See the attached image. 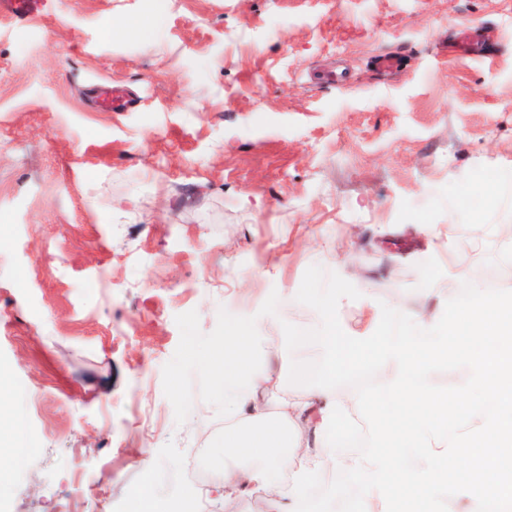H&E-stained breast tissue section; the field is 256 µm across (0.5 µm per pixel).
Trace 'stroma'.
Wrapping results in <instances>:
<instances>
[{"label":"stroma","instance_id":"stroma-1","mask_svg":"<svg viewBox=\"0 0 512 512\" xmlns=\"http://www.w3.org/2000/svg\"><path fill=\"white\" fill-rule=\"evenodd\" d=\"M146 33L109 37L143 14ZM483 28L487 55L449 57ZM406 68L378 74L374 56ZM345 69L344 84L311 79ZM100 81L136 99L91 109ZM512 224V0H42L0 16V512L225 502L224 393L199 355L267 316L284 393L395 299L470 301L448 260ZM434 228L428 241L422 225ZM336 293L325 317L313 293Z\"/></svg>","mask_w":512,"mask_h":512}]
</instances>
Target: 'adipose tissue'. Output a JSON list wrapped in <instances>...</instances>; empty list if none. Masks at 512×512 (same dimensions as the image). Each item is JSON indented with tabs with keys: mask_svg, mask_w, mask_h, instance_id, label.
<instances>
[{
	"mask_svg": "<svg viewBox=\"0 0 512 512\" xmlns=\"http://www.w3.org/2000/svg\"><path fill=\"white\" fill-rule=\"evenodd\" d=\"M468 280V307L448 317L394 303L399 325L383 341L362 336L353 352L331 347L326 364L335 372L348 357L376 362L382 371L376 389L404 397L403 408L378 429L369 448L341 460L331 450L349 414L362 396L341 393L328 381L305 397L282 400L269 413L265 399L274 375L259 363L262 324L230 328L224 346V474L220 485L228 499L276 483L288 459L300 457L287 492L269 499L266 512H301L309 482L336 465L359 481L361 512H399L386 476L397 470L406 495L423 507L443 498L452 512H487L492 504H512V291L490 297L466 264L465 249L451 254ZM460 361L464 381L442 397L428 393L429 377L439 362ZM464 419L462 430L446 433L439 415ZM312 428L314 442L299 432Z\"/></svg>",
	"mask_w": 512,
	"mask_h": 512,
	"instance_id": "adipose-tissue-1",
	"label": "adipose tissue"
}]
</instances>
